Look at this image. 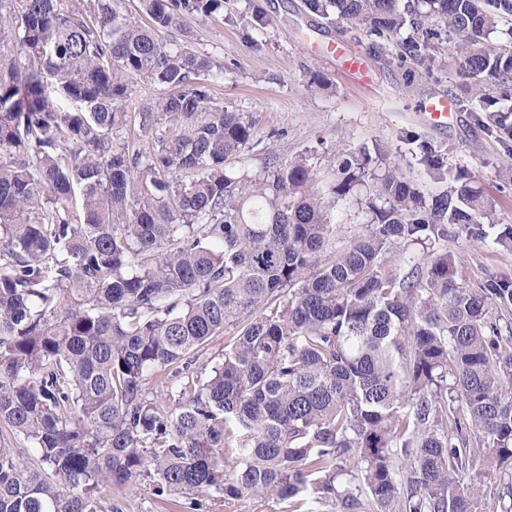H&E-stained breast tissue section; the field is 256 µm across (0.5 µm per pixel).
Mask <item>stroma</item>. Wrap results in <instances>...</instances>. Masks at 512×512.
Segmentation results:
<instances>
[{"instance_id":"35a3bbf8","label":"stroma","mask_w":512,"mask_h":512,"mask_svg":"<svg viewBox=\"0 0 512 512\" xmlns=\"http://www.w3.org/2000/svg\"><path fill=\"white\" fill-rule=\"evenodd\" d=\"M192 46L224 68L211 87L215 106L243 112L256 123L242 159L259 171L264 158L287 161L307 155L317 187L329 192L336 180L334 156L368 147L374 168L399 163L425 192L447 190L448 177L464 174L500 224H512V137L483 127L474 108L459 105L465 79L454 66L427 75L401 61V40H386L309 13L302 0H224L216 21L190 15ZM341 40L362 54L371 73L362 86L329 56ZM445 96L457 106L446 127L431 126L418 102ZM436 249L461 258L471 279L512 273V252L491 238L440 240Z\"/></svg>"}]
</instances>
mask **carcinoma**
<instances>
[{
    "label": "carcinoma",
    "mask_w": 512,
    "mask_h": 512,
    "mask_svg": "<svg viewBox=\"0 0 512 512\" xmlns=\"http://www.w3.org/2000/svg\"><path fill=\"white\" fill-rule=\"evenodd\" d=\"M62 2L0 0V512H125L102 487L145 483L179 507L512 512V274L472 282L448 249L391 264L491 220L476 192L343 155L333 198L367 221L338 246L307 156L236 166L255 123L212 105L224 67L184 24L224 0H139L146 23ZM303 4L378 38L410 25L427 74L453 44L466 100L508 129L512 47L491 34L512 0ZM135 81L159 93L134 103ZM492 229L512 252V224ZM187 497L203 498L204 511L193 512H289L293 510L288 507L286 502H282L275 497H265L262 499L241 498L235 500H227L216 503L209 496L194 495ZM207 506V508H205Z\"/></svg>",
    "instance_id": "1"
}]
</instances>
